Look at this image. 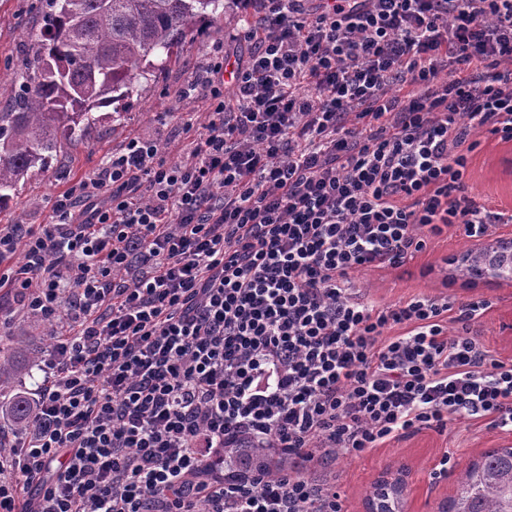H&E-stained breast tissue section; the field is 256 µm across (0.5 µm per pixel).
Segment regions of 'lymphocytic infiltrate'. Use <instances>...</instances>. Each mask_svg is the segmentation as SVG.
Returning a JSON list of instances; mask_svg holds the SVG:
<instances>
[{
	"label": "lymphocytic infiltrate",
	"mask_w": 512,
	"mask_h": 512,
	"mask_svg": "<svg viewBox=\"0 0 512 512\" xmlns=\"http://www.w3.org/2000/svg\"><path fill=\"white\" fill-rule=\"evenodd\" d=\"M306 2L261 0L232 95L220 55L181 88L209 109L185 162L131 138L50 223L0 227L23 254L0 287L72 323L0 441V512H344L312 463L458 418L512 432L485 302L376 309L350 278L503 223L465 174L477 136L512 142V0ZM246 443L291 468L235 469Z\"/></svg>",
	"instance_id": "obj_1"
}]
</instances>
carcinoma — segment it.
Segmentation results:
<instances>
[{
    "label": "carcinoma",
    "instance_id": "obj_1",
    "mask_svg": "<svg viewBox=\"0 0 512 512\" xmlns=\"http://www.w3.org/2000/svg\"><path fill=\"white\" fill-rule=\"evenodd\" d=\"M226 8L224 0H49L27 72L7 95L8 111H0V208L21 180L90 133L99 121L95 110L110 107L112 119L121 117L140 79L179 59L187 34ZM476 268L509 279L512 256L470 251L464 270ZM8 409L20 427L33 419L23 395H14ZM235 463L269 474L288 469V458L247 446ZM403 493L398 480L377 484L369 512H402ZM462 497L467 512H512V448H494L465 469L446 512H459Z\"/></svg>",
    "mask_w": 512,
    "mask_h": 512
}]
</instances>
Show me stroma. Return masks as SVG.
I'll list each match as a JSON object with an SVG mask.
<instances>
[{
  "instance_id": "obj_1",
  "label": "stroma",
  "mask_w": 512,
  "mask_h": 512,
  "mask_svg": "<svg viewBox=\"0 0 512 512\" xmlns=\"http://www.w3.org/2000/svg\"><path fill=\"white\" fill-rule=\"evenodd\" d=\"M45 0H0V80L11 83L25 73L24 62L32 50V36L38 30ZM253 7L237 0L233 19L217 23L186 38L181 56L155 79L141 81L138 92L125 107L119 120H100L89 137L67 146L54 157L44 173L19 183L9 205L0 210L1 224H19L34 229L48 223L53 202L78 179L102 168L112 151L128 138L139 135L156 138L167 145L169 160L181 155L178 135L182 118H205L204 100L188 101L173 109L178 89L191 80L197 68L216 52H224L228 64L247 61L250 46L236 41ZM467 193L477 203L495 213L512 215V142L483 135L469 155L465 179ZM512 239V228L491 225L488 236L475 241L456 229L430 237L428 247L403 266L369 267L353 272L352 280L361 297L376 308L398 305L414 295L450 296L457 301H488V309L472 323L494 356L512 359V280H502L485 272L480 280L462 277L468 250L499 248ZM26 337L31 349L29 375L10 371L13 361L9 346L17 337ZM52 349L49 332L29 317L11 288L0 290V403L8 404L12 395L34 389L41 379L39 364ZM512 448V432L492 428L484 420L457 419L447 429L425 430L414 436L394 439L363 455H341L328 464H315L308 478L333 474L345 495L347 512H366V501L374 485L382 479L402 478L405 482L403 512H438L440 503L455 496L461 472L482 453L494 448ZM449 456L446 478L433 480L432 472L442 456Z\"/></svg>"
}]
</instances>
